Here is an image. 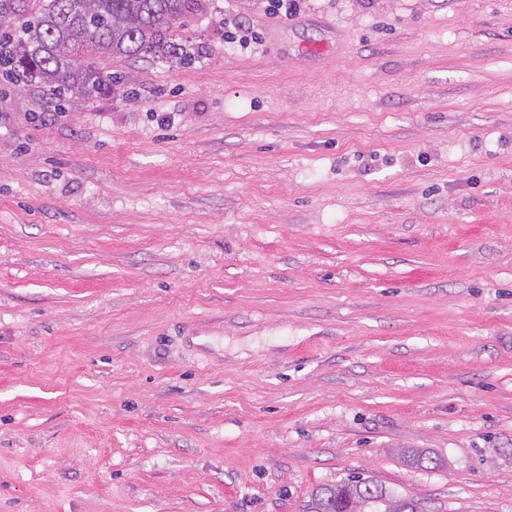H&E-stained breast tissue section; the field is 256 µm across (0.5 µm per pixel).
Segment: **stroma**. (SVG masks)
<instances>
[{
    "instance_id": "1",
    "label": "stroma",
    "mask_w": 512,
    "mask_h": 512,
    "mask_svg": "<svg viewBox=\"0 0 512 512\" xmlns=\"http://www.w3.org/2000/svg\"><path fill=\"white\" fill-rule=\"evenodd\" d=\"M177 36L0 79V512H512V0ZM389 503L396 512H423L419 504L366 479H347L323 488L312 499L309 512H387ZM368 509V510H367Z\"/></svg>"
}]
</instances>
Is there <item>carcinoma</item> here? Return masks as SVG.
<instances>
[{"label":"carcinoma","mask_w":512,"mask_h":512,"mask_svg":"<svg viewBox=\"0 0 512 512\" xmlns=\"http://www.w3.org/2000/svg\"><path fill=\"white\" fill-rule=\"evenodd\" d=\"M204 0H0V74L59 99L112 91L93 55L184 59L174 32ZM422 512L419 504L366 479L322 489L309 512Z\"/></svg>","instance_id":"1"}]
</instances>
